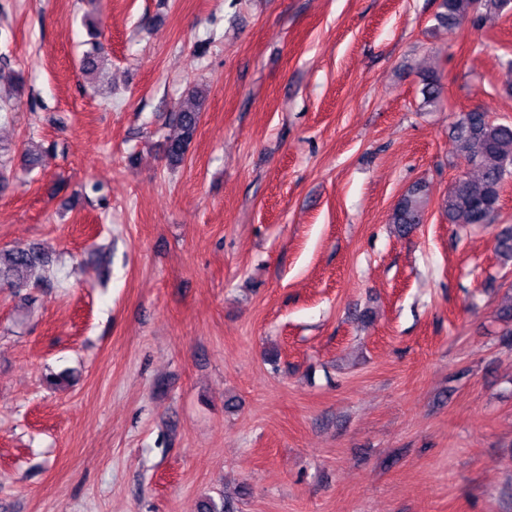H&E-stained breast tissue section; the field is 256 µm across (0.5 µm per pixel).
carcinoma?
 I'll return each mask as SVG.
<instances>
[{
  "mask_svg": "<svg viewBox=\"0 0 512 512\" xmlns=\"http://www.w3.org/2000/svg\"><path fill=\"white\" fill-rule=\"evenodd\" d=\"M512 0H440V11L435 19L437 26L448 30L465 20L482 22L501 14ZM91 49L82 59L83 74L97 78L98 59L105 47L90 42ZM422 79V107L435 108L441 96V84L436 70L420 72ZM202 110L201 91L193 88L178 103L174 113L175 136L167 139L166 154L170 163L178 164L191 145L200 122ZM451 138L458 156L463 158L466 170L449 189L441 202V209L451 224H482L486 217L501 206V198L508 174L506 165L512 166V124L499 123L487 115L483 108L458 114L451 127ZM44 148L30 142L24 155L26 169L32 170L41 163ZM429 203V188L415 184L396 201L392 212V224L400 235L410 233L423 222ZM51 260L36 248L0 250V283L21 290L28 287L36 270L44 271L40 280L51 278ZM247 495V488L239 487L234 493H224L221 501L203 498L198 512H238L237 505Z\"/></svg>",
  "mask_w": 512,
  "mask_h": 512,
  "instance_id": "cac0c4a2",
  "label": "carcinoma"
}]
</instances>
